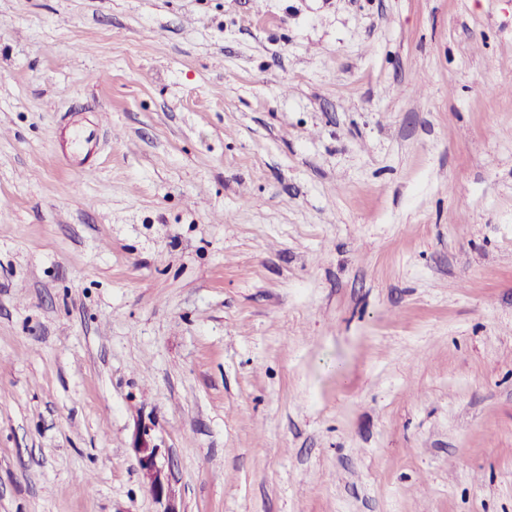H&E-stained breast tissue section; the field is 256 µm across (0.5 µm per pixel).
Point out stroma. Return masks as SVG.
<instances>
[{
    "label": "stroma",
    "mask_w": 512,
    "mask_h": 512,
    "mask_svg": "<svg viewBox=\"0 0 512 512\" xmlns=\"http://www.w3.org/2000/svg\"><path fill=\"white\" fill-rule=\"evenodd\" d=\"M139 428L179 512H512V0H0V512H159ZM132 449L137 456L145 487L152 497L164 506L160 512H179L160 463V448L152 442L145 431H136Z\"/></svg>",
    "instance_id": "stroma-1"
}]
</instances>
